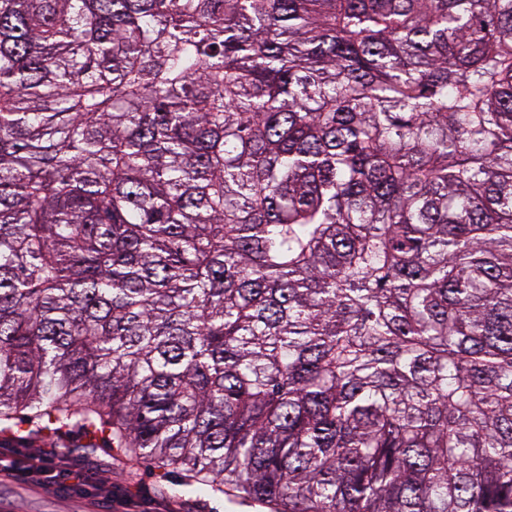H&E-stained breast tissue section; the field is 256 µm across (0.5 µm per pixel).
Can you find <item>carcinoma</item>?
I'll return each instance as SVG.
<instances>
[{"instance_id": "cac0c4a2", "label": "carcinoma", "mask_w": 512, "mask_h": 512, "mask_svg": "<svg viewBox=\"0 0 512 512\" xmlns=\"http://www.w3.org/2000/svg\"><path fill=\"white\" fill-rule=\"evenodd\" d=\"M277 512H512V0H0V443Z\"/></svg>"}]
</instances>
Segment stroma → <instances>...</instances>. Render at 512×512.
Instances as JSON below:
<instances>
[{
  "instance_id": "35a3bbf8",
  "label": "stroma",
  "mask_w": 512,
  "mask_h": 512,
  "mask_svg": "<svg viewBox=\"0 0 512 512\" xmlns=\"http://www.w3.org/2000/svg\"><path fill=\"white\" fill-rule=\"evenodd\" d=\"M69 467L88 479L111 478L112 503L101 504L99 491L87 496L61 497L48 485L17 475L0 479V501L12 512H269L268 508L236 506L211 490L181 498L164 489L157 469L126 458L119 450L85 452L60 449Z\"/></svg>"
}]
</instances>
